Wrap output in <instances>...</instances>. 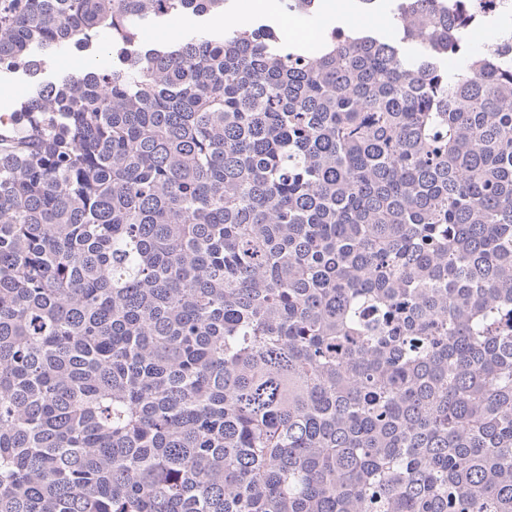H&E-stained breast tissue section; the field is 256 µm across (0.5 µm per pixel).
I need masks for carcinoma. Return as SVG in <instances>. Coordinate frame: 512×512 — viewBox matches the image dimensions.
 <instances>
[{"label": "carcinoma", "mask_w": 512, "mask_h": 512, "mask_svg": "<svg viewBox=\"0 0 512 512\" xmlns=\"http://www.w3.org/2000/svg\"><path fill=\"white\" fill-rule=\"evenodd\" d=\"M230 10L0 0V512H512V30ZM329 3V8L322 14L320 18H310L303 16H294L289 17L302 26L303 28L310 30L314 33V37L310 38V40H315L319 35L321 29L324 26L336 23V21H340L343 24H348V18L342 13V4L349 0H325ZM223 15L196 17L191 14L175 16L161 22L147 23L140 31L142 42H162L175 36L187 35L199 30H222ZM0 87H2V89L8 88L11 91V96L5 105L3 101H0V108L7 111L12 110L14 102L26 95L29 90V84L26 76L22 73H2L0 78Z\"/></svg>", "instance_id": "1"}]
</instances>
